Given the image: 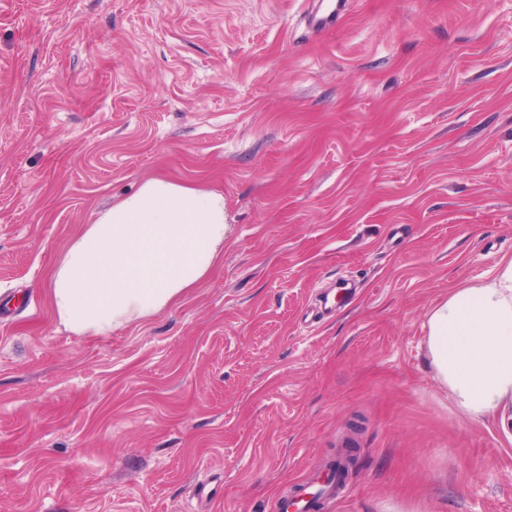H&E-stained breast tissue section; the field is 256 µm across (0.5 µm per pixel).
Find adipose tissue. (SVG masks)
Wrapping results in <instances>:
<instances>
[{"instance_id": "adipose-tissue-1", "label": "adipose tissue", "mask_w": 512, "mask_h": 512, "mask_svg": "<svg viewBox=\"0 0 512 512\" xmlns=\"http://www.w3.org/2000/svg\"><path fill=\"white\" fill-rule=\"evenodd\" d=\"M224 192L149 178L66 246L48 284L59 327L108 336L171 307L222 261ZM428 356L470 419L512 404V258L430 310Z\"/></svg>"}]
</instances>
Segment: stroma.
<instances>
[{"label": "stroma", "mask_w": 512, "mask_h": 512, "mask_svg": "<svg viewBox=\"0 0 512 512\" xmlns=\"http://www.w3.org/2000/svg\"><path fill=\"white\" fill-rule=\"evenodd\" d=\"M224 191V258L105 337L67 243L145 179ZM512 257V0H0V512H512V430L426 356ZM312 486H317L316 493L309 492ZM346 493L344 482H340L332 470L326 469L320 473L310 475L306 480L296 484L291 494L283 495L273 503L272 512H298V510L310 500L309 495L319 494L322 501H334L342 498Z\"/></svg>", "instance_id": "1"}]
</instances>
